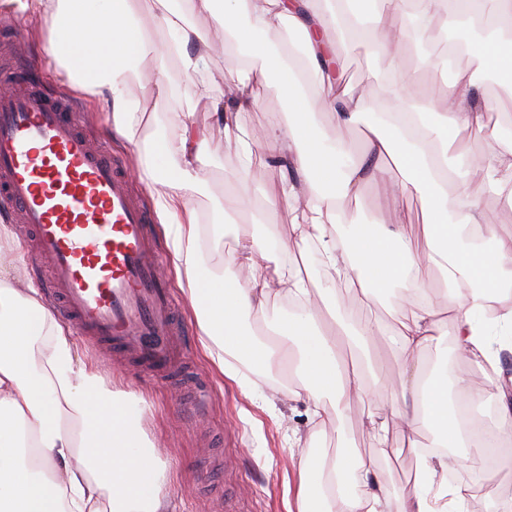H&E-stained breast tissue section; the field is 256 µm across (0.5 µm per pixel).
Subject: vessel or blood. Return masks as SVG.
<instances>
[{"mask_svg":"<svg viewBox=\"0 0 512 512\" xmlns=\"http://www.w3.org/2000/svg\"><path fill=\"white\" fill-rule=\"evenodd\" d=\"M79 112L25 60L0 70V208L33 237L41 286L76 333L158 384H192L152 215Z\"/></svg>","mask_w":512,"mask_h":512,"instance_id":"b4317fda","label":"vessel or blood"}]
</instances>
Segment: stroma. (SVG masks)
I'll list each match as a JSON object with an SVG mask.
<instances>
[{
  "instance_id": "stroma-1",
  "label": "stroma",
  "mask_w": 512,
  "mask_h": 512,
  "mask_svg": "<svg viewBox=\"0 0 512 512\" xmlns=\"http://www.w3.org/2000/svg\"><path fill=\"white\" fill-rule=\"evenodd\" d=\"M22 52L50 82L52 91L76 98L83 107L81 114L92 133L113 154L123 158L127 168H135L147 157L145 146L154 136L169 132V118L180 111L193 80L186 76L177 60L168 59L163 70L146 64L143 87L138 96L143 103L138 134L134 141L112 138L105 127L107 114L101 106L92 104L75 90L66 73L50 53V32L32 27L21 20L16 32ZM373 65L367 41H341L336 52V71L341 83L361 91L367 105L377 107L382 99L379 84L367 78ZM206 73L215 81V94H223L225 84L236 83L242 76V65L236 47L214 44L207 60ZM165 79L167 90L158 93L157 79ZM288 103L282 96L277 77H270L260 89L257 105L240 112L238 119L245 129L258 128L281 121ZM239 169V157L234 143H221L218 156L207 167V183L194 195L193 206L204 223L226 219L223 236L207 243L209 264L219 269L224 257L243 234L256 236L268 250L263 271L274 274L285 271L287 260L278 247L287 238L293 212L287 203L267 210L269 199L275 198L282 181L279 166L262 160L251 174L249 194L251 208H244L233 195L234 175ZM321 246L312 241L302 247L299 259L310 280L311 289L321 290L330 309L341 314L358 310L364 304L359 288L340 287L319 262ZM175 298L187 322L190 333L185 345L202 380L197 404H190L176 388L153 385L130 375L111 355L100 353L78 343L80 358L94 368L105 385L112 390L135 392L140 399L142 428L149 438L166 443L163 457L174 479L163 489L173 512H225L223 500L214 498L211 484H221L233 494L239 512H287L288 486L308 454L334 458L345 455L370 462L379 484L395 497L414 495L417 487L409 477L418 460L411 444H427V431L409 439L397 422L388 426V444L379 447L361 421L369 415L388 413L393 400L390 386L399 385L401 376L394 363L393 337L397 324L389 310L395 301L385 294L373 306V318L384 321L387 333L369 340L371 380L362 398L353 400L345 418H337L332 403L317 409L301 387L293 367L286 366L268 373L250 361L233 359L240 378L250 386L241 392L235 381L224 376L202 349L203 336L187 300L186 292L175 289ZM455 331L448 320H440L435 330V342L419 359V372L434 366L448 368L449 380L469 377L472 363L453 356Z\"/></svg>"
}]
</instances>
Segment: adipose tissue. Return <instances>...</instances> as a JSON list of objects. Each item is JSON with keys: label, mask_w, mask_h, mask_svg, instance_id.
I'll list each match as a JSON object with an SVG mask.
<instances>
[{"label": "adipose tissue", "mask_w": 512, "mask_h": 512, "mask_svg": "<svg viewBox=\"0 0 512 512\" xmlns=\"http://www.w3.org/2000/svg\"><path fill=\"white\" fill-rule=\"evenodd\" d=\"M182 1L190 11L213 19V37L184 19L178 7ZM10 2L23 17L50 25L54 54L73 87L103 98L110 129L130 141L141 106L134 88L145 58L160 64L177 57L193 75L205 66L214 37L238 43L262 61L259 71L248 72L234 87L235 103L242 110L256 105L261 78L280 76L291 120L248 131L229 121L221 135L243 157L262 147L301 168L303 182L286 176L280 184V198L291 201L294 211L281 250L293 241H319L324 265L348 275L370 302L378 291L400 284L402 296L393 309L396 360L404 378L402 390L414 401L408 409L393 407L391 414L409 435L429 430L431 441L430 449L416 451L420 490L412 497L389 499L363 460L341 456L329 462L311 455L298 472L288 512H448L449 500H464L467 487L448 485V469L455 460L447 451L470 448L482 455L485 441L466 432L454 413L471 401L468 381H459L452 393L444 367L426 377L413 372V359L432 341L443 312L423 272L434 268L441 275L461 354L479 369L495 368L497 337L512 335V308L491 307L496 297L512 289V235L487 223L477 202L490 190L512 204V150L474 156L484 179L466 181L449 193L448 155L466 154L459 134L483 126L486 106L466 71L456 74L452 91L444 96L424 95L413 85L399 53L407 39L405 0H383L381 12L372 19L378 62L372 76L382 81L384 92L378 112L366 111L364 100L339 85L330 67L335 52L330 34L341 19L354 15V0H332L326 9L320 0H153L155 20L169 34L160 48L130 0H103L100 9L89 8L87 0ZM414 4L429 42L436 39L432 23L442 13L453 14L472 29L493 18L489 33L464 49L512 81V0ZM287 28L304 38L302 60L280 48ZM303 75L318 84V99L304 93L299 81ZM201 105L216 112L222 107L205 81L196 85L185 111L176 113V134L160 138L167 167L151 181L159 216L167 222L176 271L186 279L189 303L211 357L231 379L237 373L230 357L269 371L292 358L309 399L317 404L332 399L337 412H344L343 398L364 391L369 363L342 366L338 344L364 349L367 337L381 326L360 319L324 324L321 305L301 270L274 278L262 273L266 249L253 238L228 253L222 270H210L205 243L224 227L201 224L191 204L205 183L206 161L217 149L211 132L194 121ZM316 110L334 122L365 127L374 156L399 173L391 195L421 198L422 224L393 212L385 224L352 225L343 240L330 235V227L341 218L342 202L359 195L365 165L354 156L340 163L347 148L327 143L309 122ZM278 294L297 302L298 308L277 325L278 340L270 345L258 337L249 319ZM350 472L360 483L355 493L343 487ZM167 480L160 443L140 430L135 393L105 388L92 368L77 362L74 341L33 286L0 281V512H161Z\"/></svg>", "instance_id": "ef3b65f1"}]
</instances>
